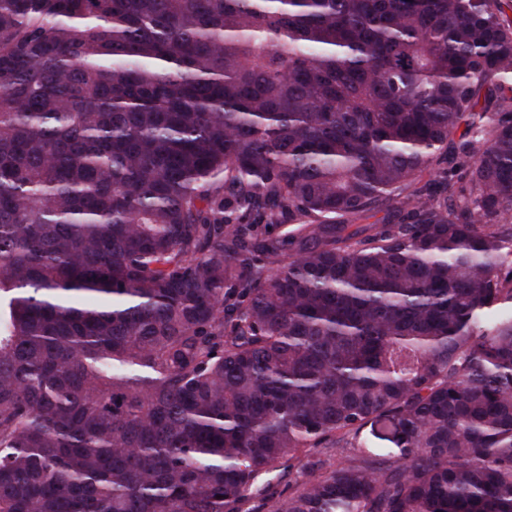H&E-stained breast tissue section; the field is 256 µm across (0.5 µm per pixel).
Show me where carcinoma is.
<instances>
[{"label":"carcinoma","instance_id":"1","mask_svg":"<svg viewBox=\"0 0 512 512\" xmlns=\"http://www.w3.org/2000/svg\"><path fill=\"white\" fill-rule=\"evenodd\" d=\"M504 5L0 0V512H512Z\"/></svg>","mask_w":512,"mask_h":512}]
</instances>
